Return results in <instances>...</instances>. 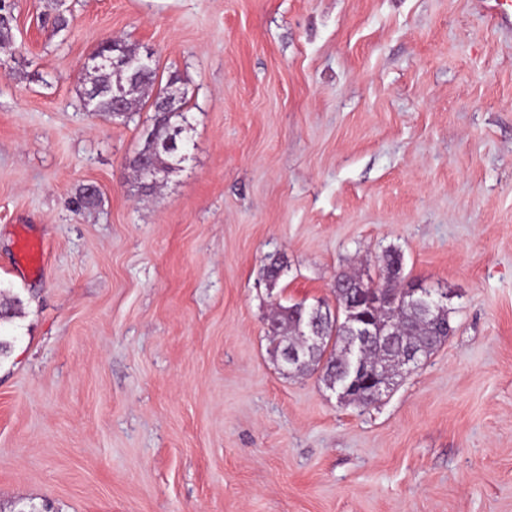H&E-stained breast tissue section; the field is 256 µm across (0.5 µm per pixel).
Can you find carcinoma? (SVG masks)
I'll list each match as a JSON object with an SVG mask.
<instances>
[{
	"label": "carcinoma",
	"instance_id": "carcinoma-1",
	"mask_svg": "<svg viewBox=\"0 0 512 512\" xmlns=\"http://www.w3.org/2000/svg\"><path fill=\"white\" fill-rule=\"evenodd\" d=\"M13 11L12 0H0L1 48L14 43ZM134 53L136 49L123 41L115 49L110 42L102 43L93 55L105 56L108 61L86 67L82 77L83 101L85 105L105 114L112 109V90L119 88L125 93L128 111L139 112L146 107L153 112L152 122L144 128L140 147L130 161V169L142 186L144 179L141 169L144 165L158 163L163 171L171 173L186 160L189 123L186 116L187 98L182 88L177 86L178 78L171 76L163 79L156 65L137 77L132 76L122 66V59ZM381 263V271L402 277L403 259L398 251H385ZM364 311L376 329L390 323L401 324V338L391 347V354L396 357L403 354L408 346L425 355L430 354L437 333L450 325L448 312L423 316L397 302L383 305L373 300L370 306L364 307ZM358 314L359 310L348 303L346 296H337L336 310L327 307L321 311V336L315 349L311 350L306 341V331L288 315V307L282 306L270 320V333L272 340L276 341L273 353L280 359L284 348L297 350L306 361L303 373L320 370L323 379H330L339 387L346 376L343 353L349 336L346 335L345 325L355 323ZM361 358L367 371L383 370L384 354L377 348L371 345L365 347Z\"/></svg>",
	"mask_w": 512,
	"mask_h": 512
}]
</instances>
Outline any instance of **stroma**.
<instances>
[{"label": "stroma", "instance_id": "stroma-1", "mask_svg": "<svg viewBox=\"0 0 512 512\" xmlns=\"http://www.w3.org/2000/svg\"><path fill=\"white\" fill-rule=\"evenodd\" d=\"M68 5L15 0L0 52V512H512V32L477 0ZM115 37L187 92L151 194L148 112L83 105ZM391 248L452 336L364 409L283 373L274 306Z\"/></svg>", "mask_w": 512, "mask_h": 512}]
</instances>
